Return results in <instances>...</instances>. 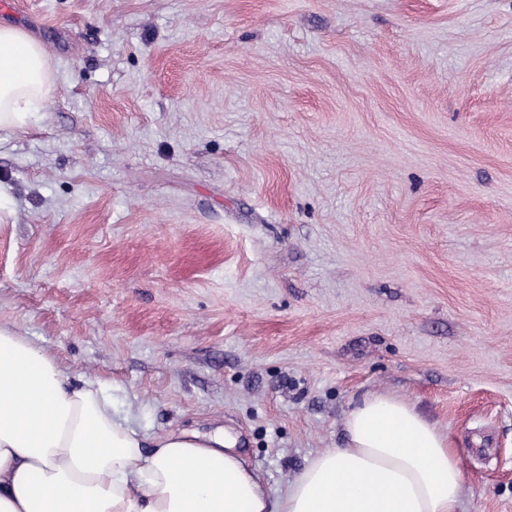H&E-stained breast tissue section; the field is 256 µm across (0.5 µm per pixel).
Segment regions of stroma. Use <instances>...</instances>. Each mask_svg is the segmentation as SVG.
Segmentation results:
<instances>
[{"label":"stroma","mask_w":512,"mask_h":512,"mask_svg":"<svg viewBox=\"0 0 512 512\" xmlns=\"http://www.w3.org/2000/svg\"><path fill=\"white\" fill-rule=\"evenodd\" d=\"M54 86L0 139V324L270 493L361 398L512 512V0H14Z\"/></svg>","instance_id":"stroma-1"}]
</instances>
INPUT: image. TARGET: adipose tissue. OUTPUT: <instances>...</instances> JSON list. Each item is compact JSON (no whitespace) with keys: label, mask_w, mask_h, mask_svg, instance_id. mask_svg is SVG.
Returning a JSON list of instances; mask_svg holds the SVG:
<instances>
[{"label":"adipose tissue","mask_w":512,"mask_h":512,"mask_svg":"<svg viewBox=\"0 0 512 512\" xmlns=\"http://www.w3.org/2000/svg\"><path fill=\"white\" fill-rule=\"evenodd\" d=\"M53 88L50 56L0 25V130L23 127ZM342 447L271 495L223 433L171 431L144 452L100 383L0 325V512H458L459 455L414 404L369 394Z\"/></svg>","instance_id":"ef3b65f1"}]
</instances>
